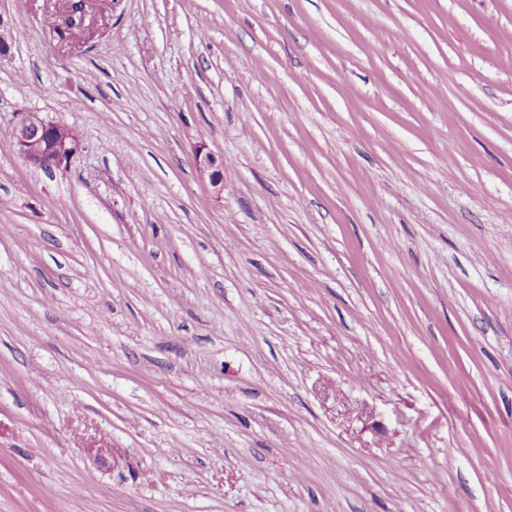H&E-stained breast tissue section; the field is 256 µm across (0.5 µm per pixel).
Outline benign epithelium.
I'll list each match as a JSON object with an SVG mask.
<instances>
[{
    "mask_svg": "<svg viewBox=\"0 0 512 512\" xmlns=\"http://www.w3.org/2000/svg\"><path fill=\"white\" fill-rule=\"evenodd\" d=\"M12 142L23 161L34 168H60L79 150L80 140L74 129L47 122L28 114L12 127ZM194 160L201 174L208 179L216 196L224 191V158L199 146ZM94 462L107 470L123 466L122 458L113 448L89 449Z\"/></svg>",
    "mask_w": 512,
    "mask_h": 512,
    "instance_id": "7a95c632",
    "label": "benign epithelium"
}]
</instances>
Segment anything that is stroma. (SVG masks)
<instances>
[{
	"label": "stroma",
	"mask_w": 512,
	"mask_h": 512,
	"mask_svg": "<svg viewBox=\"0 0 512 512\" xmlns=\"http://www.w3.org/2000/svg\"><path fill=\"white\" fill-rule=\"evenodd\" d=\"M67 11L0 0V512H512V0ZM11 139L23 161L39 169L62 167L80 148L74 129L33 113L13 125ZM194 160L201 174L208 179L209 185L216 196L224 191V158L198 146L194 152Z\"/></svg>",
	"instance_id": "stroma-1"
}]
</instances>
